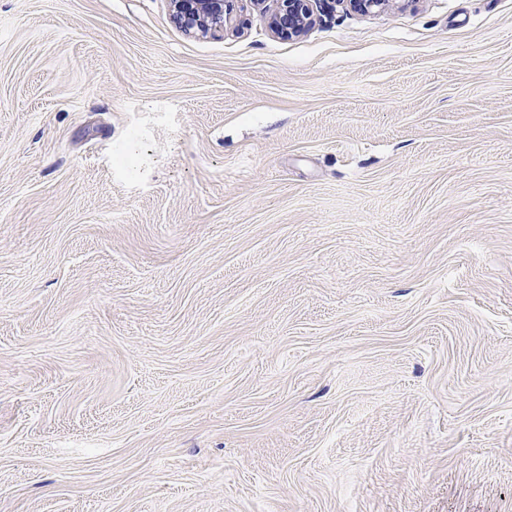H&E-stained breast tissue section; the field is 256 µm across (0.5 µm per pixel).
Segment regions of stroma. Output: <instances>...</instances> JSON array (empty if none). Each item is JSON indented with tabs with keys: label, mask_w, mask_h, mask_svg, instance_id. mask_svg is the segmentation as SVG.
Instances as JSON below:
<instances>
[{
	"label": "stroma",
	"mask_w": 512,
	"mask_h": 512,
	"mask_svg": "<svg viewBox=\"0 0 512 512\" xmlns=\"http://www.w3.org/2000/svg\"><path fill=\"white\" fill-rule=\"evenodd\" d=\"M0 0V512H512V0ZM233 0H170L172 15L189 33H208L233 22ZM311 1L252 0L257 7L270 13L272 31L282 37L298 35L314 23ZM270 2L273 4L272 8L268 5Z\"/></svg>",
	"instance_id": "35a3bbf8"
}]
</instances>
